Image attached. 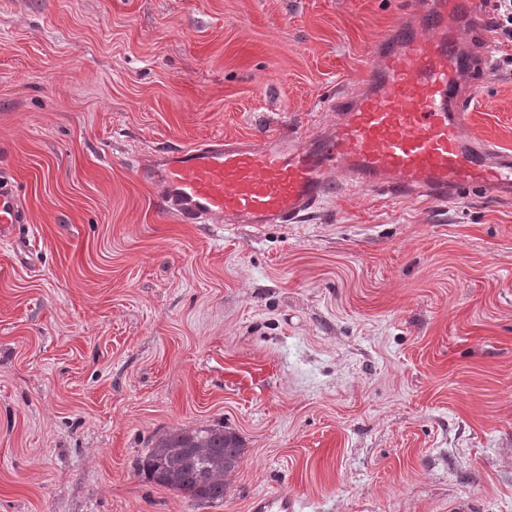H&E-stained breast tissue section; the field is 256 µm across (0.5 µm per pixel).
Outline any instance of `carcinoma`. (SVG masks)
Segmentation results:
<instances>
[{
    "label": "carcinoma",
    "instance_id": "1",
    "mask_svg": "<svg viewBox=\"0 0 512 512\" xmlns=\"http://www.w3.org/2000/svg\"><path fill=\"white\" fill-rule=\"evenodd\" d=\"M240 437L224 425L167 432L141 457L138 474L197 501H222L227 477L240 463Z\"/></svg>",
    "mask_w": 512,
    "mask_h": 512
}]
</instances>
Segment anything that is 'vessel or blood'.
<instances>
[{"label":"vessel or blood","instance_id":"1","mask_svg":"<svg viewBox=\"0 0 512 512\" xmlns=\"http://www.w3.org/2000/svg\"><path fill=\"white\" fill-rule=\"evenodd\" d=\"M493 0H411L405 24L375 45L379 64L338 103L327 134L256 144L215 136L159 152L143 169L164 209L187 224H299L349 184L393 200L443 202L477 188L512 200V153L465 136L473 68L458 45L468 28L486 36ZM27 221L12 180L0 176V240ZM294 498L256 499L254 512H295Z\"/></svg>","mask_w":512,"mask_h":512}]
</instances>
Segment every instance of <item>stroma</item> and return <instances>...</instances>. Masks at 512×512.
<instances>
[{"label": "stroma", "instance_id": "35a3bbf8", "mask_svg": "<svg viewBox=\"0 0 512 512\" xmlns=\"http://www.w3.org/2000/svg\"><path fill=\"white\" fill-rule=\"evenodd\" d=\"M405 0H0V512H512V203L343 186L300 224H185L158 149L325 131ZM512 46L467 135L512 151ZM245 443L218 502L162 434ZM19 224H27V212L17 186L12 180L0 176V240L10 241L13 230ZM245 448L240 437L219 426L167 432L141 457L138 474L197 501H221L227 477ZM296 499L280 494L274 497H262L256 499L253 504L255 512H294Z\"/></svg>", "mask_w": 512, "mask_h": 512}]
</instances>
